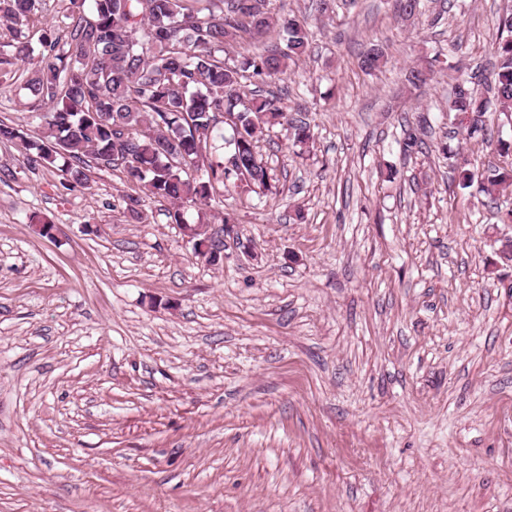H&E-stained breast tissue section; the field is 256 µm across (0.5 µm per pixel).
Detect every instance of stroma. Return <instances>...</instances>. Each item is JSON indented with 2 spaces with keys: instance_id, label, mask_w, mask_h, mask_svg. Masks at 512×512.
<instances>
[{
  "instance_id": "1",
  "label": "stroma",
  "mask_w": 512,
  "mask_h": 512,
  "mask_svg": "<svg viewBox=\"0 0 512 512\" xmlns=\"http://www.w3.org/2000/svg\"><path fill=\"white\" fill-rule=\"evenodd\" d=\"M392 4L275 0L312 44L268 88L313 142L263 132L271 193L185 207L234 210L220 265L170 202L133 221L120 171L67 189L0 141V512H512V224L441 151L455 72L406 80L450 49L491 67L512 0ZM0 120L40 136L21 82ZM494 135L470 157L511 169L512 117ZM424 128L419 124L416 126L407 122L401 126V138L399 140L400 151L405 156L422 153L425 141L421 138V133Z\"/></svg>"
}]
</instances>
